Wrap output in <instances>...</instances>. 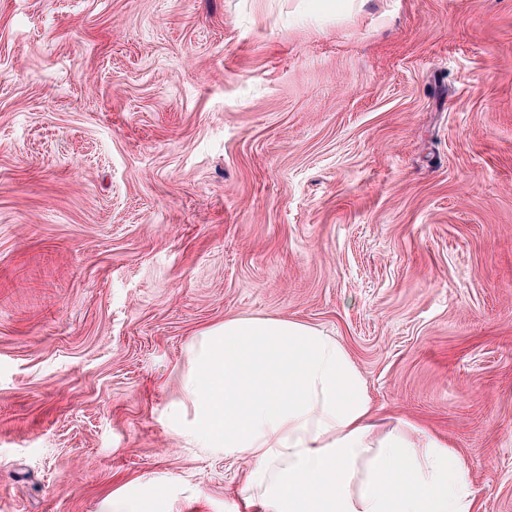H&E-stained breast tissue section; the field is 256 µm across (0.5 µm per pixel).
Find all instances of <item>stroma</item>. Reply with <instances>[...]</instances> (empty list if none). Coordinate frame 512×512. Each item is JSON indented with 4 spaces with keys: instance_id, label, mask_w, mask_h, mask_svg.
Returning <instances> with one entry per match:
<instances>
[{
    "instance_id": "stroma-1",
    "label": "stroma",
    "mask_w": 512,
    "mask_h": 512,
    "mask_svg": "<svg viewBox=\"0 0 512 512\" xmlns=\"http://www.w3.org/2000/svg\"><path fill=\"white\" fill-rule=\"evenodd\" d=\"M251 315L512 512V0H0V512H237L170 427Z\"/></svg>"
}]
</instances>
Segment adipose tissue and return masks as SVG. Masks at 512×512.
Instances as JSON below:
<instances>
[{
  "label": "adipose tissue",
  "mask_w": 512,
  "mask_h": 512,
  "mask_svg": "<svg viewBox=\"0 0 512 512\" xmlns=\"http://www.w3.org/2000/svg\"><path fill=\"white\" fill-rule=\"evenodd\" d=\"M177 438L246 461L260 512H476L471 465L406 419L379 429L343 345L294 320L238 316L192 346Z\"/></svg>",
  "instance_id": "adipose-tissue-1"
}]
</instances>
